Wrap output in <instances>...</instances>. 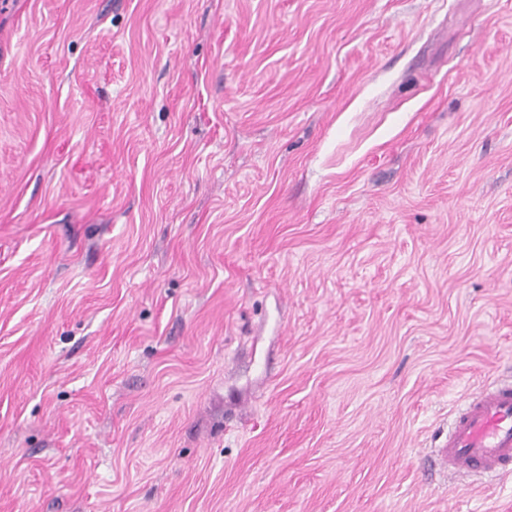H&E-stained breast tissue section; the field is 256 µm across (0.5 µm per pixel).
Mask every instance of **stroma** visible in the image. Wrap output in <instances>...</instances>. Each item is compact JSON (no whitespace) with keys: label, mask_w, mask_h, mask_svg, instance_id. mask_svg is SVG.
I'll use <instances>...</instances> for the list:
<instances>
[{"label":"stroma","mask_w":512,"mask_h":512,"mask_svg":"<svg viewBox=\"0 0 512 512\" xmlns=\"http://www.w3.org/2000/svg\"><path fill=\"white\" fill-rule=\"evenodd\" d=\"M511 375L512 0H0V512H512ZM438 453L458 475L512 469V383L493 381L458 407Z\"/></svg>","instance_id":"obj_1"}]
</instances>
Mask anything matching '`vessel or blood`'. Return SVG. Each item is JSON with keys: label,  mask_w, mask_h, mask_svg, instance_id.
<instances>
[{"label": "vessel or blood", "mask_w": 512, "mask_h": 512, "mask_svg": "<svg viewBox=\"0 0 512 512\" xmlns=\"http://www.w3.org/2000/svg\"><path fill=\"white\" fill-rule=\"evenodd\" d=\"M439 453L449 472L458 475L511 468L512 383H490L458 407Z\"/></svg>", "instance_id": "1"}]
</instances>
